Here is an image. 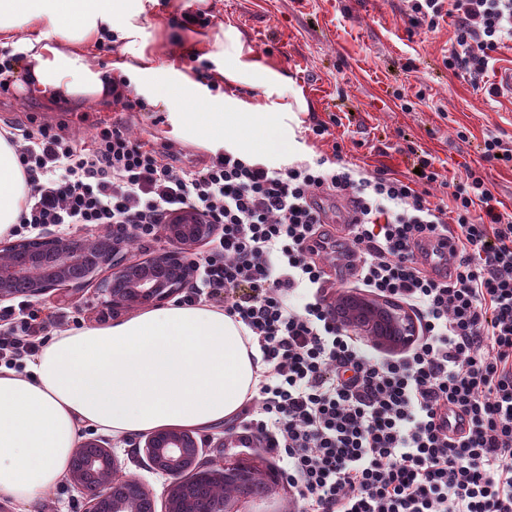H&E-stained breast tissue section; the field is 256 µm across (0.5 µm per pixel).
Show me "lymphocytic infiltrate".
Returning a JSON list of instances; mask_svg holds the SVG:
<instances>
[{"label": "lymphocytic infiltrate", "instance_id": "obj_1", "mask_svg": "<svg viewBox=\"0 0 512 512\" xmlns=\"http://www.w3.org/2000/svg\"><path fill=\"white\" fill-rule=\"evenodd\" d=\"M424 31L455 24L445 66L479 85L512 41V0H408ZM27 185L19 227L96 225L148 244L186 210L217 225L195 263L187 305L236 316L264 367L235 433L259 447L293 491L294 512H512V215L466 168L447 201L432 158L419 179L366 175L325 158L279 168L221 149L199 168L173 165L116 121L87 142L49 125L12 127ZM351 204L342 243L316 191ZM447 238L453 272L438 281L416 249ZM404 306L418 332L396 355L370 350L336 316L343 285ZM305 291L303 305L290 302ZM30 300L0 309V364L22 368L45 343ZM463 427L448 434L449 414Z\"/></svg>", "mask_w": 512, "mask_h": 512}]
</instances>
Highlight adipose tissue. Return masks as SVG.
Wrapping results in <instances>:
<instances>
[{
  "mask_svg": "<svg viewBox=\"0 0 512 512\" xmlns=\"http://www.w3.org/2000/svg\"><path fill=\"white\" fill-rule=\"evenodd\" d=\"M128 0H0V45L20 42L27 80L47 96L108 97L90 62L106 36L129 37ZM193 141L269 166L295 150V112H179ZM24 177L0 137V236L19 221ZM242 321L207 304L141 311L53 337L24 370L0 367V497L37 502L67 474L91 426L116 439L168 427L207 431L236 417L263 368Z\"/></svg>",
  "mask_w": 512,
  "mask_h": 512,
  "instance_id": "1",
  "label": "adipose tissue"
}]
</instances>
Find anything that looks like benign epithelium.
Listing matches in <instances>:
<instances>
[{"mask_svg": "<svg viewBox=\"0 0 512 512\" xmlns=\"http://www.w3.org/2000/svg\"><path fill=\"white\" fill-rule=\"evenodd\" d=\"M163 230L171 248L145 262L122 258L120 244L112 239L97 255L85 250L83 240L67 234L45 238L41 240V248L22 255L18 244L1 243L0 254L7 253L10 259L0 260V301L17 295L40 298L58 286L74 283L72 275L81 267L87 276L107 270L102 292L109 296L108 304L114 308L131 302L160 304L189 280L186 254L211 236L216 227L203 223L196 212L187 211L164 225ZM343 320L350 330L369 337L377 346L402 348L416 333L415 321L394 304L365 307L353 302L345 309ZM144 451L170 478L164 490L166 512H189L190 485L198 481L227 485L238 473L233 465L199 464L195 438L178 428L150 434L144 442ZM72 461L69 479L87 500L90 512L155 509L153 497L143 489L139 497L110 490L128 480L119 474L112 449L87 440L81 443Z\"/></svg>", "mask_w": 512, "mask_h": 512, "instance_id": "obj_1", "label": "benign epithelium"}]
</instances>
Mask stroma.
<instances>
[{
  "mask_svg": "<svg viewBox=\"0 0 512 512\" xmlns=\"http://www.w3.org/2000/svg\"><path fill=\"white\" fill-rule=\"evenodd\" d=\"M407 11L405 0H146L134 18L135 36L98 45L93 64L105 75L128 80L132 94L149 104V111L130 117L131 131L154 137L175 165L199 167L209 155L168 119L182 111L189 81L195 87L193 107L200 112L227 97L253 107L304 100L307 110L300 115L297 150L289 163L331 156L337 142L344 160L357 170L384 167L404 174L412 167L408 151L413 148L434 157L449 180L468 166L483 170L504 210L512 212V162L482 157L487 136L512 143V94L487 92L501 73L512 70V42L498 50L486 90L477 91L468 76L443 63L455 38L452 22L419 34ZM187 12L202 15L203 24L183 27L180 19ZM231 28L241 35L244 60L268 69L269 83L225 77L224 32ZM140 64L146 72L130 75V66ZM332 115L341 120L333 138L315 139L312 124ZM112 116L105 99H49L24 78L12 96H0V127L50 123L86 141ZM461 127L468 130L464 142L456 136ZM37 305L49 314L51 332L111 325L133 313L129 306L115 314L107 310L94 282L77 294L53 291ZM224 434L221 427L196 433L200 461L268 469L270 462L260 452L219 447ZM143 442L139 436L113 443L112 450L123 474L135 475L153 494L157 512H164L168 479L154 470ZM0 512H88V505L65 479L32 504L1 497Z\"/></svg>",
  "mask_w": 512,
  "mask_h": 512,
  "instance_id": "obj_1",
  "label": "stroma"
}]
</instances>
